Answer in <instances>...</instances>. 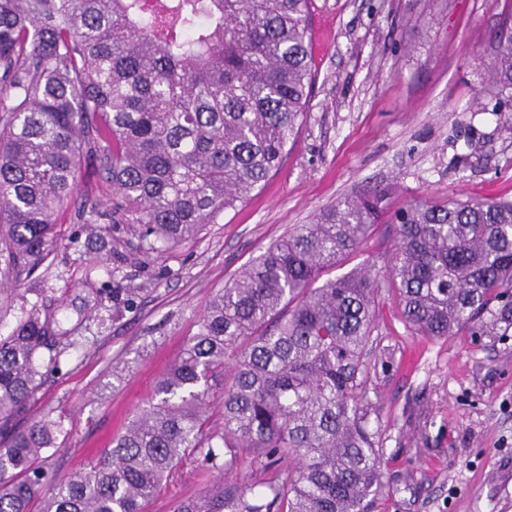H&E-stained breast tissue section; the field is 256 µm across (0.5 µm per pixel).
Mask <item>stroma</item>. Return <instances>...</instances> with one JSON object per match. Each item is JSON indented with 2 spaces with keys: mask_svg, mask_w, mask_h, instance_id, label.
<instances>
[{
  "mask_svg": "<svg viewBox=\"0 0 512 512\" xmlns=\"http://www.w3.org/2000/svg\"><path fill=\"white\" fill-rule=\"evenodd\" d=\"M512 0H311L316 79L284 166L237 209L167 252L145 256L133 234L114 244L120 264L86 230L77 206L59 243L20 282L0 279V336L24 310L51 299L77 344L22 414L63 419L67 435L40 464L52 476L88 470L154 393L196 331L209 299L276 240L323 208L387 185L389 210L427 198H512V99L489 87ZM396 248L374 225L357 256L384 275ZM129 291L112 311L110 291ZM371 426L382 454L370 512H512V330L495 340L412 334L395 301H376ZM206 487L184 460L145 512H172Z\"/></svg>",
  "mask_w": 512,
  "mask_h": 512,
  "instance_id": "stroma-1",
  "label": "stroma"
}]
</instances>
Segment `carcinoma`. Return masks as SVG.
Returning <instances> with one entry per match:
<instances>
[{
  "mask_svg": "<svg viewBox=\"0 0 512 512\" xmlns=\"http://www.w3.org/2000/svg\"><path fill=\"white\" fill-rule=\"evenodd\" d=\"M311 0H0V270L19 279L57 246L83 151L112 207L83 206L103 238L160 254L236 208L281 166L315 81ZM512 90V33L486 66ZM390 188L346 197L226 283L178 358L85 473L37 466L64 435L51 414L13 422L75 344L44 301L0 336V512H145L190 457L206 475L263 457L264 482L218 481L173 512H367L381 487L370 429L375 298L412 332L482 339L512 329V200H414L394 214L383 278L361 251ZM221 422L211 420V401Z\"/></svg>",
  "mask_w": 512,
  "mask_h": 512,
  "instance_id": "cac0c4a2",
  "label": "carcinoma"
}]
</instances>
